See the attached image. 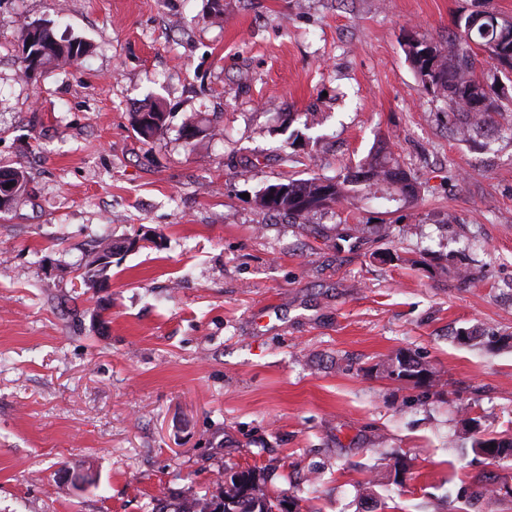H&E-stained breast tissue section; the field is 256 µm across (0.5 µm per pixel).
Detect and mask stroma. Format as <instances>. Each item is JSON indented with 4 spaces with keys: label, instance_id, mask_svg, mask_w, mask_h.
Instances as JSON below:
<instances>
[{
    "label": "stroma",
    "instance_id": "stroma-1",
    "mask_svg": "<svg viewBox=\"0 0 512 512\" xmlns=\"http://www.w3.org/2000/svg\"><path fill=\"white\" fill-rule=\"evenodd\" d=\"M474 11L512 0H0V167L28 178L0 212V512H150L231 464L298 512H512V459L463 438H512V144L452 137L404 52ZM26 22L91 52L24 78ZM381 147L414 205L256 202ZM399 351L438 384L387 377ZM78 464L95 484L60 490ZM148 118V124L143 121ZM165 112L160 105L150 106L142 112H135L132 117V129L143 140L154 138L165 125ZM121 246H118L115 243H112V240L109 238H104L101 240L98 246V251L95 253V255L100 253H107L109 252L111 255L117 250L120 249ZM94 255V256H95ZM94 256L93 259L85 262L83 264L84 272L81 274L82 278L84 279L87 284H89L92 288L96 287L97 281L99 278H105L107 280V268L106 267H100L96 266L94 267Z\"/></svg>",
    "mask_w": 512,
    "mask_h": 512
}]
</instances>
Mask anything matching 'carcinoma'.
I'll use <instances>...</instances> for the list:
<instances>
[{
  "label": "carcinoma",
  "instance_id": "obj_1",
  "mask_svg": "<svg viewBox=\"0 0 512 512\" xmlns=\"http://www.w3.org/2000/svg\"><path fill=\"white\" fill-rule=\"evenodd\" d=\"M472 17L470 13L457 19L456 33L446 46L426 40L407 41L406 58L423 88L447 99L453 106L454 135L464 141H474L486 135L512 143V118L506 117L502 106L491 96L489 81L497 80V68L491 66L485 72H477L473 51V47L483 46L489 50L490 59L512 69V20L500 21L485 14L473 26ZM32 27V23L24 24L21 39L26 41L30 35H35V44L44 49L40 59L42 67L53 62L74 64L89 51V46L76 38L57 39L48 26L35 31ZM165 120L161 106L154 105L134 113L132 129L148 141L162 130ZM3 175L14 182V191L6 200L10 207L25 194L28 180L19 169H1L0 177ZM362 183L374 188L372 198L379 201L387 214L391 213L392 206H410L418 198V188L410 174L391 155L378 151L358 168H345L334 177L315 175L306 180L288 179L282 183L287 189L282 202L275 206L262 203L260 207L305 220L310 214L323 210L326 200L336 204L349 202L354 188ZM83 269L82 278L93 288L98 279L107 277V268L94 265L92 259L83 264ZM382 368L391 379L437 382L434 372L404 352L389 356ZM492 443L498 448L490 447ZM471 449L479 456L485 457L495 451L507 458L512 456V441L474 438ZM220 501L231 503L236 512H268L274 502L283 503L285 499L268 491L260 470L226 466L224 478L217 480L216 492L181 499L156 498L151 512H215L213 507Z\"/></svg>",
  "mask_w": 512,
  "mask_h": 512
}]
</instances>
